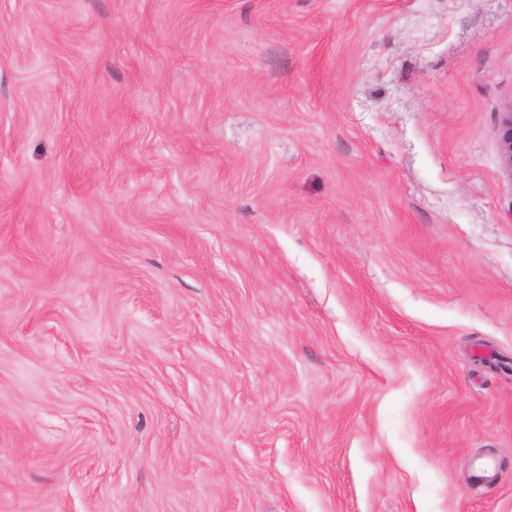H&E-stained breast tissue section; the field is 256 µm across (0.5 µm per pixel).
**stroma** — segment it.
<instances>
[{
	"label": "stroma",
	"instance_id": "1",
	"mask_svg": "<svg viewBox=\"0 0 512 512\" xmlns=\"http://www.w3.org/2000/svg\"><path fill=\"white\" fill-rule=\"evenodd\" d=\"M512 0H0V512H512ZM500 147L503 165L512 176V95L501 112Z\"/></svg>",
	"mask_w": 512,
	"mask_h": 512
}]
</instances>
